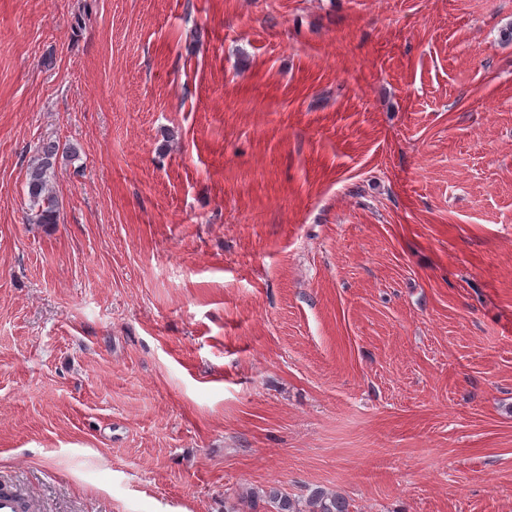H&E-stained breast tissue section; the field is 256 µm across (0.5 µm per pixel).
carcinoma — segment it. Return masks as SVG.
Here are the masks:
<instances>
[{
  "mask_svg": "<svg viewBox=\"0 0 512 512\" xmlns=\"http://www.w3.org/2000/svg\"><path fill=\"white\" fill-rule=\"evenodd\" d=\"M57 155L56 144L39 145L26 178L31 221L46 229L54 228L59 220V203L53 190ZM262 503L271 507V512H351L349 501L333 491L315 489L305 497H293L276 486L247 489L225 512H242L246 508L255 512Z\"/></svg>",
  "mask_w": 512,
  "mask_h": 512,
  "instance_id": "cac0c4a2",
  "label": "carcinoma"
}]
</instances>
